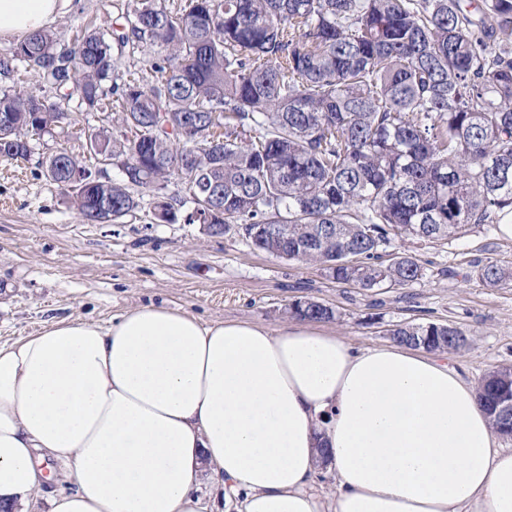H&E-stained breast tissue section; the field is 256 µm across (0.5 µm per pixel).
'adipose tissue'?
<instances>
[{
  "instance_id": "adipose-tissue-1",
  "label": "adipose tissue",
  "mask_w": 512,
  "mask_h": 512,
  "mask_svg": "<svg viewBox=\"0 0 512 512\" xmlns=\"http://www.w3.org/2000/svg\"><path fill=\"white\" fill-rule=\"evenodd\" d=\"M67 3L0 0V39ZM44 456L76 484L48 512H512V448L448 360L302 320L150 303L0 344V505L37 507Z\"/></svg>"
}]
</instances>
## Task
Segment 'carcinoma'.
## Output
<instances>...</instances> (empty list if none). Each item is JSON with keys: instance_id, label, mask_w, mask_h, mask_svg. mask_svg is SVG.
<instances>
[{"instance_id": "1", "label": "carcinoma", "mask_w": 512, "mask_h": 512, "mask_svg": "<svg viewBox=\"0 0 512 512\" xmlns=\"http://www.w3.org/2000/svg\"><path fill=\"white\" fill-rule=\"evenodd\" d=\"M125 52L150 73L120 70ZM20 67L57 100L0 88L16 129L0 135L1 159L26 157L20 141L58 128L74 93L84 111L142 131L89 126L92 152L49 158L44 176L86 224L130 218L145 192L155 222L184 221L203 183L198 205L217 211L214 223L373 290L422 277L411 256L382 260L390 236L448 239L512 210V0H135L68 46L51 30L29 35L0 58L4 74ZM107 160L122 181L94 171ZM175 176L182 199L165 193ZM474 273L488 287L512 283L511 266ZM287 313L333 318L312 300ZM389 336L429 352L467 345L434 322ZM477 393L493 430L512 439L502 414L512 370L488 373Z\"/></svg>"}]
</instances>
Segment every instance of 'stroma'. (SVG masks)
<instances>
[{
	"instance_id": "stroma-1",
	"label": "stroma",
	"mask_w": 512,
	"mask_h": 512,
	"mask_svg": "<svg viewBox=\"0 0 512 512\" xmlns=\"http://www.w3.org/2000/svg\"><path fill=\"white\" fill-rule=\"evenodd\" d=\"M129 0H70L52 25L60 40L87 22L106 27ZM54 139L32 140L29 160L0 159V342L39 331L53 319L110 323L148 303L185 309L203 320L287 323L284 309L315 299L335 317L323 324L358 348L390 344L405 323H449L467 345L450 352L461 377L478 384L512 366V286L491 288L473 274L477 262L512 266V239L493 224H473L459 238L394 237L384 258L406 254L422 277L404 288L367 291L339 284L321 266L270 256L239 229L204 234L196 224H156L149 210L122 224H86L43 174Z\"/></svg>"
}]
</instances>
